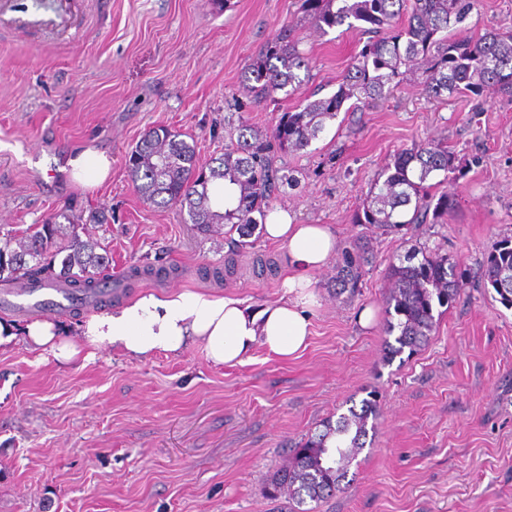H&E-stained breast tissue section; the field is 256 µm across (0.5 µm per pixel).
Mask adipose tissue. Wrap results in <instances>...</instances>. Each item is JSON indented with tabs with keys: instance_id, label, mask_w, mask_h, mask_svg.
Segmentation results:
<instances>
[{
	"instance_id": "adipose-tissue-1",
	"label": "adipose tissue",
	"mask_w": 512,
	"mask_h": 512,
	"mask_svg": "<svg viewBox=\"0 0 512 512\" xmlns=\"http://www.w3.org/2000/svg\"><path fill=\"white\" fill-rule=\"evenodd\" d=\"M65 170L73 183L93 189L110 177L112 160L96 150H76ZM263 234L285 247L288 273L280 300L261 309L207 292L147 293L81 321L78 334L84 348L63 340L59 326L49 319L22 326L0 321V346L21 336L33 350L51 354L60 363L72 362L82 353L94 357L103 345L143 359L175 354L198 343L219 366L243 363L258 346L278 357L293 356L306 348L311 335L316 297L310 275L334 257L336 235L325 224L293 223L287 212L277 209L268 213Z\"/></svg>"
}]
</instances>
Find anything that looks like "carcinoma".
<instances>
[{
	"instance_id": "1",
	"label": "carcinoma",
	"mask_w": 512,
	"mask_h": 512,
	"mask_svg": "<svg viewBox=\"0 0 512 512\" xmlns=\"http://www.w3.org/2000/svg\"><path fill=\"white\" fill-rule=\"evenodd\" d=\"M475 0H302V21L323 34L347 26L367 40L338 81L335 92L285 111L274 130L263 133L244 119L229 132L224 152L206 162L195 145L159 127L149 130L128 154L126 168L137 191L161 206H178L203 234L237 233L236 245L265 221L285 179L276 160L300 152L342 112H358L414 79L432 98L464 93L478 96L487 86L512 92V32L488 31L475 39H451L450 27L463 22ZM298 26L280 28L251 59L242 79L255 105L298 93L309 77V57L300 50ZM459 168L457 155L441 142L425 141L397 151L371 185L354 223L381 235L398 234L410 224L438 223L454 205L447 194L430 193L428 181ZM62 209L31 234L0 236V282L36 280L41 287L62 285L85 294L98 287L109 258L96 252L92 237H66L58 219ZM376 262L371 240L355 239L336 259L332 288L354 295L365 268ZM60 269H55V266ZM481 281L512 307V238H503L480 264ZM384 296V357L414 353L431 339L437 322L466 284L465 274L438 253L413 249L390 261ZM379 414L377 395L327 419L307 436L268 479L266 495L284 512H314L342 489L357 455L366 447Z\"/></svg>"
}]
</instances>
